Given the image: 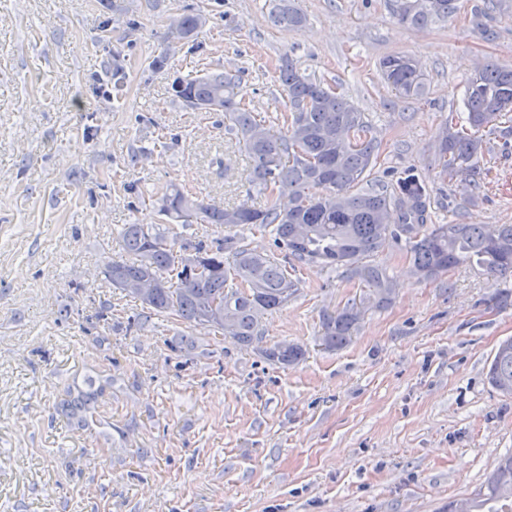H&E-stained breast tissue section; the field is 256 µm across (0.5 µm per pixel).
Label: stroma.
I'll return each mask as SVG.
<instances>
[{
	"label": "stroma",
	"instance_id": "35a3bbf8",
	"mask_svg": "<svg viewBox=\"0 0 512 512\" xmlns=\"http://www.w3.org/2000/svg\"><path fill=\"white\" fill-rule=\"evenodd\" d=\"M307 22L278 28L270 0H0V512H440L472 495L512 452V395L487 371L512 338L500 282L461 265L410 270L405 240L372 261L390 304L341 270L298 267L296 295L263 314L243 346L213 327L154 314L112 287L124 225L164 226L174 183L227 205L273 201L220 112L177 101V77L242 69L237 99L284 129L283 58L364 112L379 141L368 185L414 175L439 224H512V144L484 138L490 181L474 200L434 166L439 137L486 62L512 67V0L486 20L416 29L386 0H296ZM195 41L168 37L185 13ZM402 53L425 77L400 97L378 63ZM164 68H156L157 57ZM121 65V85L112 68ZM197 243L284 258L255 225L178 228ZM363 305L347 345L321 343L324 312ZM110 311L103 325L97 315ZM300 344L298 364L262 352ZM99 396L89 421L63 405Z\"/></svg>",
	"mask_w": 512,
	"mask_h": 512
}]
</instances>
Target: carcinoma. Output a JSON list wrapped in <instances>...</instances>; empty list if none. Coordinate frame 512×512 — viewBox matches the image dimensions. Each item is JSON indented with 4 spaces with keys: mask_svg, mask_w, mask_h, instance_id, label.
Masks as SVG:
<instances>
[{
    "mask_svg": "<svg viewBox=\"0 0 512 512\" xmlns=\"http://www.w3.org/2000/svg\"><path fill=\"white\" fill-rule=\"evenodd\" d=\"M459 0H388L393 17L401 24L427 28L445 22L459 11ZM277 24L295 31L305 15L290 0H279ZM202 13L177 20L178 38L194 37L205 25ZM379 67L384 80L403 98L422 94L424 77L410 56L391 54ZM237 74L217 68L195 77H178L173 96L191 101L199 112H222L229 130L240 137L252 162L251 181L274 194L288 197V208L276 203L264 208L246 203L221 206L205 203L169 185L158 199L170 223L217 226L258 225L270 230L278 247L300 264L325 262L357 276L372 288L377 303L390 301L391 278L368 262L389 236H405L413 273L436 278L462 263L475 264L495 278L512 277V224H499L489 237L483 224H435L430 196L418 179L406 176L391 189L358 192L371 171L378 150L370 136L365 114L348 99L321 81L305 75L291 61L280 69L285 92L286 132H278L260 114L235 100ZM463 124L445 128L435 163L448 180H459L473 190L484 185L480 159L483 132L494 130L506 117L512 121V68L493 62L478 69L465 86ZM175 239L160 227L126 224L121 247L129 259L114 261L105 269L115 288L146 279L159 282L144 302L148 309L176 316L189 323H203L224 314L219 329L243 344L255 338L258 318L290 300L299 281L277 258L245 246L224 257V246L196 254L206 256L209 271L197 275L175 260ZM361 316L353 303L342 311L323 315L322 342L329 349L343 347ZM274 364L293 365L304 356L296 344L282 342L262 352ZM489 379L499 391L512 394V339L498 347L489 368ZM94 392H80L68 403L72 419L96 402ZM467 512H512V453L501 457L487 482L469 498Z\"/></svg>",
    "mask_w": 512,
    "mask_h": 512,
    "instance_id": "cac0c4a2",
    "label": "carcinoma"
}]
</instances>
